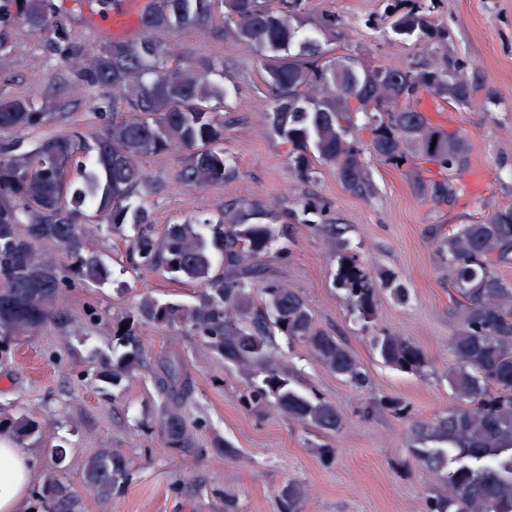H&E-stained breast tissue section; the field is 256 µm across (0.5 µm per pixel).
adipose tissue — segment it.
<instances>
[{"label": "adipose tissue", "mask_w": 512, "mask_h": 512, "mask_svg": "<svg viewBox=\"0 0 512 512\" xmlns=\"http://www.w3.org/2000/svg\"><path fill=\"white\" fill-rule=\"evenodd\" d=\"M36 459L14 436L0 430V512H30Z\"/></svg>", "instance_id": "1"}]
</instances>
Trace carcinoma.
<instances>
[{"label":"carcinoma","instance_id":"1","mask_svg":"<svg viewBox=\"0 0 512 512\" xmlns=\"http://www.w3.org/2000/svg\"><path fill=\"white\" fill-rule=\"evenodd\" d=\"M387 35L420 43L426 60L406 68L374 67L358 56L326 58L320 40L300 23L303 0H151L140 16L133 39L103 42L85 53L67 45L66 12L56 0H0V29L21 22L34 34L48 31L47 52L61 69L76 68L90 89L103 88L99 106L105 125L93 145L79 133L50 137L27 148L20 134L51 116L50 106L25 97H0V361L11 343L49 321L61 320L57 301L75 283L100 286L112 270L102 255L87 247L86 223L94 218L115 234L133 230L130 257L139 267L162 270L197 282V303L184 306L144 299L135 315L113 327L112 354L100 359L98 380L105 390L122 387L144 367L136 330L151 322L184 330L224 361L242 369L249 385L244 407L269 406L309 428L337 433L344 419L335 405L297 390L281 368L271 336L278 332L304 343L317 360L352 387L368 375L346 345L315 326L302 294L263 274L259 262L282 242L280 229L288 211L277 203L255 200L226 205L202 223L172 224L162 238L142 230L148 213L131 198L149 184L142 166L148 156L168 150L190 151L178 174L187 186L222 183L235 175L218 145L224 119L218 106L231 90L211 79L224 72V61L197 66L175 60L159 34L184 27L224 22V37L260 59L272 97L264 109L271 134L290 146L293 170L310 178L314 162L336 167L344 189L368 193L372 185L364 151L354 132H370L369 151L388 165L411 167L415 193L452 206L469 164L468 138L434 122L423 97L467 107L475 85L467 64L448 57V27L435 22L439 0H385ZM345 22L330 12L319 32L342 39ZM423 160L439 178L413 170ZM303 211L322 217L313 226L326 233L336 259L334 286L349 311L364 322L377 313L385 291L400 302L408 288L387 269L374 271L350 252L344 227L330 223L329 207L319 200L302 203ZM49 243L61 260L40 252ZM224 259L215 276L213 252ZM448 282L462 297L455 309L458 328L450 337L454 366L448 385L458 406L435 420H416L401 400L388 397L380 406L409 422L408 436L420 467L435 480L424 512H512V283L497 267L512 263V207L496 210L472 224H460L437 242ZM263 297L258 313L249 306L253 292ZM286 328H281V325ZM125 332H120L121 328ZM382 363L418 377L430 375L423 351L403 336L373 337ZM188 377L175 357L160 363L156 386L167 443L193 444L183 396ZM23 441L39 431L25 415L1 418L0 428ZM83 481L101 496L126 479L122 455L102 448L83 467ZM288 496H278L280 512H300L304 490L289 482ZM43 498L53 512H71L70 485L50 480Z\"/></svg>","mask_w":512,"mask_h":512}]
</instances>
